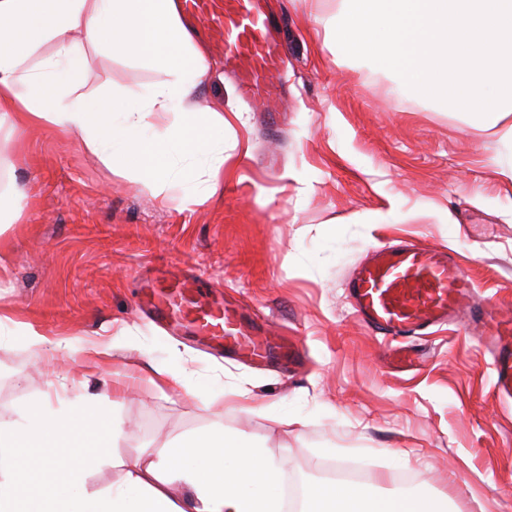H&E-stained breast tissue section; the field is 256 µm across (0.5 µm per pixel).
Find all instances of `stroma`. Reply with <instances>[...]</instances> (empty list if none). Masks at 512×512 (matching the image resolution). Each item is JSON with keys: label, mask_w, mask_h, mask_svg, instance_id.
Segmentation results:
<instances>
[{"label": "stroma", "mask_w": 512, "mask_h": 512, "mask_svg": "<svg viewBox=\"0 0 512 512\" xmlns=\"http://www.w3.org/2000/svg\"><path fill=\"white\" fill-rule=\"evenodd\" d=\"M336 0H281L286 48L272 99L244 100L224 73L220 36L193 22L210 72L199 106L222 111L224 183L188 204L207 178L147 187L110 171L81 139L51 127L0 133V193L25 190L22 216L0 228V419L42 402L105 394L123 425L117 453L221 424L246 433L305 484L325 465L367 461V484L447 498L450 512H512V410L492 389L490 355L448 326L412 338L423 355L388 367L387 339L353 314L346 285L371 248L409 238L448 249L483 296L512 315V181L490 157L496 136L399 92L395 76L336 65L316 24ZM92 96L146 94L164 76L119 54L90 53ZM204 275L212 296L260 329L301 339L303 361L243 362L203 352L199 338L147 321L140 290L157 268ZM47 339L37 358L18 331ZM158 364L182 369L191 394L160 393L116 350L89 361L118 330ZM245 387L244 412L219 401ZM299 416L296 424L273 411Z\"/></svg>", "instance_id": "1"}]
</instances>
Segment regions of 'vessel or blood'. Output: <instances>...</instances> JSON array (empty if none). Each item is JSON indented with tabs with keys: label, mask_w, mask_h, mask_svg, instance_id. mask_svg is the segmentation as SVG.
Here are the masks:
<instances>
[{
	"label": "vessel or blood",
	"mask_w": 512,
	"mask_h": 512,
	"mask_svg": "<svg viewBox=\"0 0 512 512\" xmlns=\"http://www.w3.org/2000/svg\"><path fill=\"white\" fill-rule=\"evenodd\" d=\"M181 6L184 14L206 13L220 25L224 67L241 95L270 93L267 79L277 66L282 43L266 0H182ZM347 288L359 320L391 338L388 358L399 369L419 360L408 338L459 322L478 331L493 356V391L512 407V319L497 304L477 301L472 279L446 249L411 241L379 247L356 269ZM151 294L154 320L252 359L274 350L239 312L209 299L204 278L190 283L159 280Z\"/></svg>",
	"instance_id": "b4317fda"
}]
</instances>
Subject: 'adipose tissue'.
<instances>
[{
    "instance_id": "obj_1",
    "label": "adipose tissue",
    "mask_w": 512,
    "mask_h": 512,
    "mask_svg": "<svg viewBox=\"0 0 512 512\" xmlns=\"http://www.w3.org/2000/svg\"><path fill=\"white\" fill-rule=\"evenodd\" d=\"M180 0H0V127L47 125L78 135L111 169L156 184L191 180L180 158L210 159L206 194L224 177V150L194 103L208 65L183 22ZM121 50L165 75L142 96L92 111L79 76L89 51ZM55 92L52 106L38 88ZM120 430L102 396L55 412L26 408L0 420V512H281L282 467L248 435L204 428L116 460ZM120 463V480L87 487L90 470ZM420 495H374L362 485L319 482L301 512H444Z\"/></svg>"
}]
</instances>
